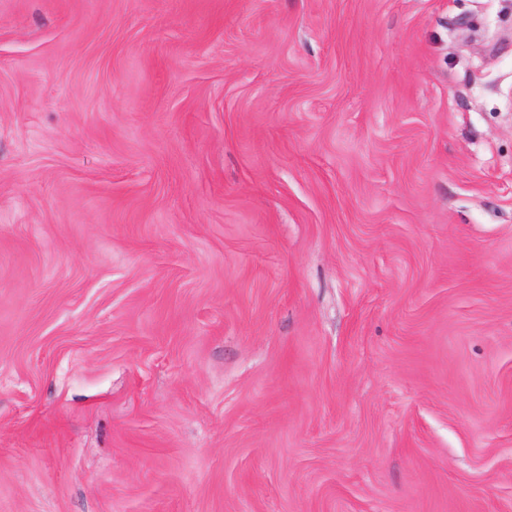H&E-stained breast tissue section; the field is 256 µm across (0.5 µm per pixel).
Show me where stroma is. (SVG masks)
I'll return each instance as SVG.
<instances>
[{
  "instance_id": "35a3bbf8",
  "label": "stroma",
  "mask_w": 512,
  "mask_h": 512,
  "mask_svg": "<svg viewBox=\"0 0 512 512\" xmlns=\"http://www.w3.org/2000/svg\"><path fill=\"white\" fill-rule=\"evenodd\" d=\"M0 512H512V0H0Z\"/></svg>"
}]
</instances>
